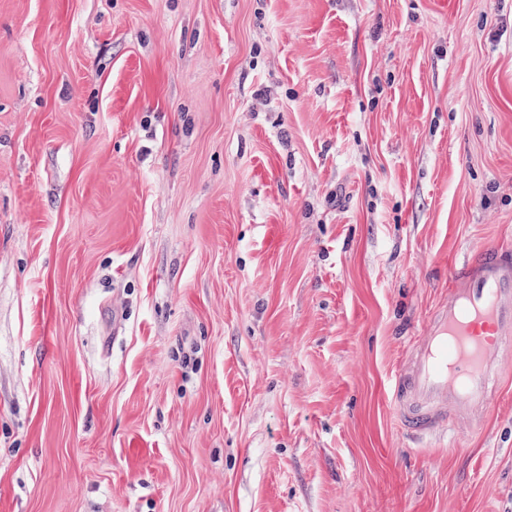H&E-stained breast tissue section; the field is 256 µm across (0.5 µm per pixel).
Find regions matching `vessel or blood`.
Masks as SVG:
<instances>
[{"mask_svg":"<svg viewBox=\"0 0 512 512\" xmlns=\"http://www.w3.org/2000/svg\"><path fill=\"white\" fill-rule=\"evenodd\" d=\"M435 307L390 379L401 426L420 435L481 425L512 361V248L479 245L454 267Z\"/></svg>","mask_w":512,"mask_h":512,"instance_id":"b4317fda","label":"vessel or blood"}]
</instances>
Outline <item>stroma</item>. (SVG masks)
Returning a JSON list of instances; mask_svg holds the SVG:
<instances>
[{
    "instance_id": "35a3bbf8",
    "label": "stroma",
    "mask_w": 512,
    "mask_h": 512,
    "mask_svg": "<svg viewBox=\"0 0 512 512\" xmlns=\"http://www.w3.org/2000/svg\"><path fill=\"white\" fill-rule=\"evenodd\" d=\"M512 246V0H0V512H512V368L388 378ZM390 379L401 426L420 435L480 426L512 358V248L473 246Z\"/></svg>"
}]
</instances>
